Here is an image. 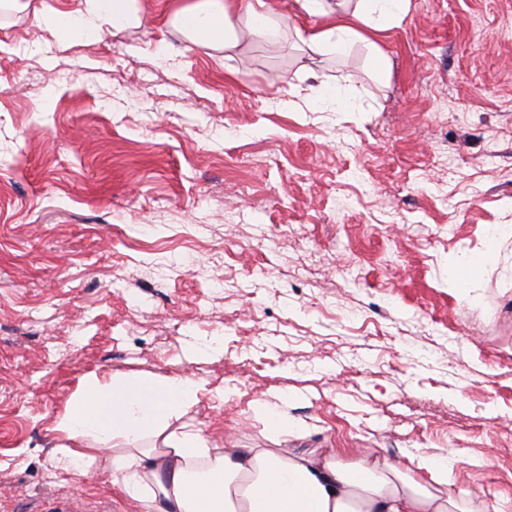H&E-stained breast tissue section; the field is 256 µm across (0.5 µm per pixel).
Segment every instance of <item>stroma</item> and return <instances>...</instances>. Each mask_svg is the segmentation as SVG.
Instances as JSON below:
<instances>
[{"instance_id": "1", "label": "stroma", "mask_w": 512, "mask_h": 512, "mask_svg": "<svg viewBox=\"0 0 512 512\" xmlns=\"http://www.w3.org/2000/svg\"><path fill=\"white\" fill-rule=\"evenodd\" d=\"M136 5L97 39L0 17V512H137L48 457L83 379L146 374L196 380L216 442L275 447L278 398L312 428L288 447L445 455L512 512V235L448 280L512 225V0H412L380 80ZM500 232V230H497L491 234L487 248L483 254L470 259H466V262L461 264L460 267L455 266L448 268V279L454 283L461 284H465L469 279H471L476 274L479 266L483 265L485 261L494 257L497 237L500 235Z\"/></svg>"}]
</instances>
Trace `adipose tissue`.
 I'll use <instances>...</instances> for the list:
<instances>
[{"mask_svg":"<svg viewBox=\"0 0 512 512\" xmlns=\"http://www.w3.org/2000/svg\"><path fill=\"white\" fill-rule=\"evenodd\" d=\"M85 2L75 15L38 10L34 17L55 32L94 37L102 21L119 28L132 18L131 0ZM410 8L411 0H289L283 13L268 0H185L166 24L195 47L240 53L280 19L315 18L316 28L297 33L309 58L361 45L381 73V41ZM200 391L189 378H87L57 421L65 442L49 465L79 477L110 473L144 512H463L472 495L449 484L448 460L436 454L410 456L400 468L369 448L350 449L345 462L333 448H227L201 431L172 429ZM116 439L123 447L102 449Z\"/></svg>","mask_w":512,"mask_h":512,"instance_id":"ef3b65f1","label":"adipose tissue"}]
</instances>
